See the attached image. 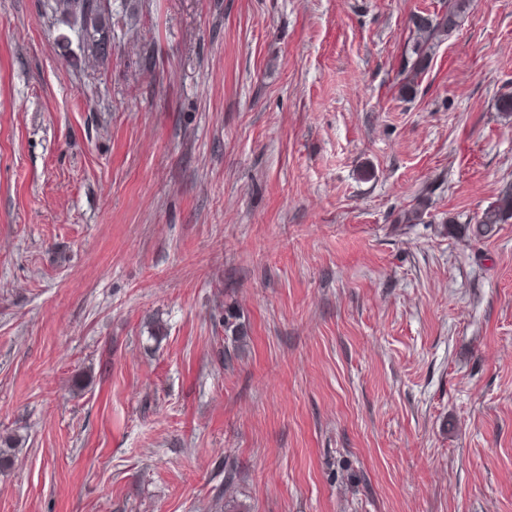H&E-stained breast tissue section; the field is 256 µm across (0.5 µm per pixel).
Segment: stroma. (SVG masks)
I'll return each mask as SVG.
<instances>
[{
	"label": "stroma",
	"instance_id": "stroma-1",
	"mask_svg": "<svg viewBox=\"0 0 512 512\" xmlns=\"http://www.w3.org/2000/svg\"><path fill=\"white\" fill-rule=\"evenodd\" d=\"M109 3L0 0V512H512V0ZM50 9L63 21L78 24L86 43L84 58L90 67L99 66L111 49L108 32L111 13L105 0H52ZM456 3L448 4V13L443 16L438 15H414L412 22L417 34L419 35L413 45L412 54L416 56L411 72L414 76L425 71L428 68L430 61V46H427L429 41L439 38L442 33L448 32V29L457 25V19L460 18L461 13L466 10V5L469 0H456ZM512 220V189H503L497 199L491 202L476 220L473 233L486 235L496 224H508ZM241 314L233 309L224 310V366L231 368L240 358L248 338V329Z\"/></svg>",
	"mask_w": 512,
	"mask_h": 512
}]
</instances>
